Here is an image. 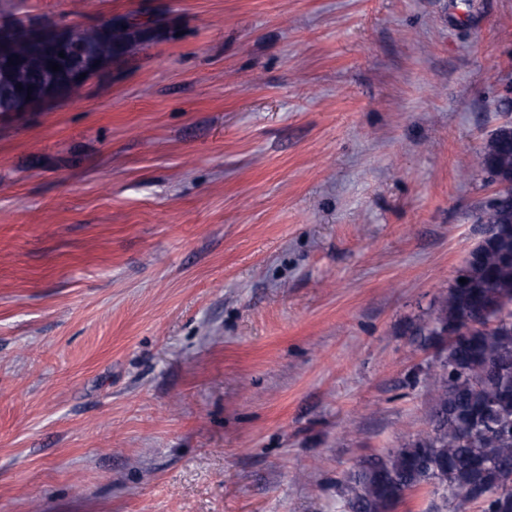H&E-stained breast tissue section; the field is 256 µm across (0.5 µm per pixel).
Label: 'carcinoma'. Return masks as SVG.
<instances>
[{
	"label": "carcinoma",
	"instance_id": "carcinoma-1",
	"mask_svg": "<svg viewBox=\"0 0 512 512\" xmlns=\"http://www.w3.org/2000/svg\"><path fill=\"white\" fill-rule=\"evenodd\" d=\"M486 229L512 226V205L482 210ZM512 237L483 251L468 288L448 289L434 319L465 329L426 372L429 429L416 441L362 462L343 482L347 512H394L410 492L431 488L435 512H512Z\"/></svg>",
	"mask_w": 512,
	"mask_h": 512
}]
</instances>
